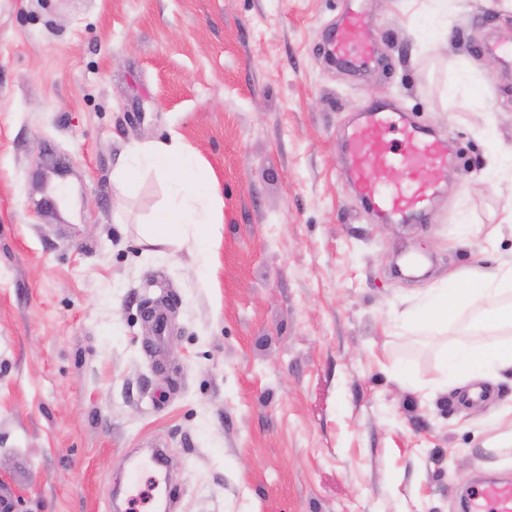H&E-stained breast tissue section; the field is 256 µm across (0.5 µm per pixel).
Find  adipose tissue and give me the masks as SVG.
Here are the masks:
<instances>
[{"label": "adipose tissue", "instance_id": "adipose-tissue-1", "mask_svg": "<svg viewBox=\"0 0 512 512\" xmlns=\"http://www.w3.org/2000/svg\"><path fill=\"white\" fill-rule=\"evenodd\" d=\"M148 162L156 171L171 178L174 196L158 209L143 237L151 245H177L193 240L203 248L211 232L212 220L200 207V198L212 195L215 184L209 170L186 151L178 133L168 141L136 151L131 163L115 175L118 188H129L137 179L140 162ZM512 265L471 271L466 287L450 285L435 288L427 299L426 319L444 324L459 311L474 309L482 329L498 332L499 337L487 344L467 348L453 345L443 352L446 366L461 376L484 374L497 379L512 373Z\"/></svg>", "mask_w": 512, "mask_h": 512}]
</instances>
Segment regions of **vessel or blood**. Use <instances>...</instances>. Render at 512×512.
Listing matches in <instances>:
<instances>
[{"instance_id":"b4317fda","label":"vessel or blood","mask_w":512,"mask_h":512,"mask_svg":"<svg viewBox=\"0 0 512 512\" xmlns=\"http://www.w3.org/2000/svg\"><path fill=\"white\" fill-rule=\"evenodd\" d=\"M364 24L363 15L349 11L333 38L337 60L359 67L373 54L364 46L356 56L348 50ZM353 180L371 206L393 217L421 212L433 188V177L448 164L443 143L426 136L413 123L396 125L385 110L373 111L354 125L345 143ZM403 178L392 181L393 171ZM469 512H512V483H489L470 495Z\"/></svg>"}]
</instances>
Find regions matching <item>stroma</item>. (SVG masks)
<instances>
[{
	"mask_svg": "<svg viewBox=\"0 0 512 512\" xmlns=\"http://www.w3.org/2000/svg\"><path fill=\"white\" fill-rule=\"evenodd\" d=\"M357 6L364 69L326 54L345 0H0L7 512H114L155 443L173 512H464L479 478L512 481L488 448L512 376L472 404L439 382L443 344L488 332L413 318L432 286L512 263V9ZM372 106L448 149L422 221L351 184L342 143ZM173 131L215 179L201 253L141 241L166 178L114 184ZM57 161L67 211L37 182Z\"/></svg>",
	"mask_w": 512,
	"mask_h": 512,
	"instance_id": "obj_1",
	"label": "stroma"
}]
</instances>
